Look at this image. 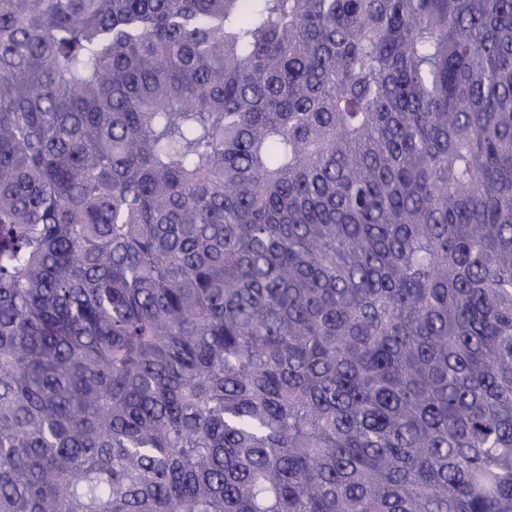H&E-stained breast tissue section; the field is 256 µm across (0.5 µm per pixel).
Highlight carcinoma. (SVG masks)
Listing matches in <instances>:
<instances>
[{
    "mask_svg": "<svg viewBox=\"0 0 512 512\" xmlns=\"http://www.w3.org/2000/svg\"><path fill=\"white\" fill-rule=\"evenodd\" d=\"M0 512H512V0H0Z\"/></svg>",
    "mask_w": 512,
    "mask_h": 512,
    "instance_id": "obj_1",
    "label": "carcinoma"
}]
</instances>
